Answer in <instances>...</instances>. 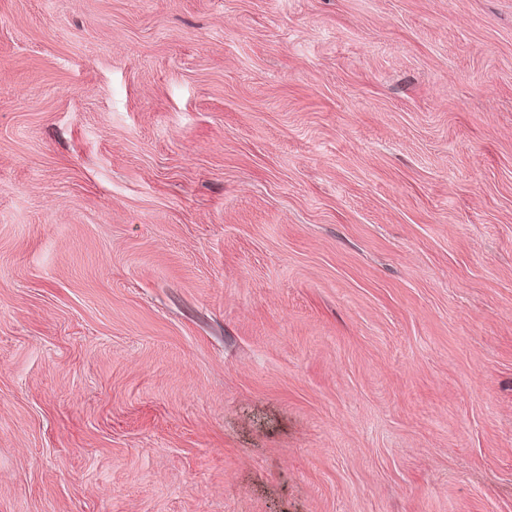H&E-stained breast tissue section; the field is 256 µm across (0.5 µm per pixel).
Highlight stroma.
Returning a JSON list of instances; mask_svg holds the SVG:
<instances>
[{"instance_id": "stroma-1", "label": "stroma", "mask_w": 512, "mask_h": 512, "mask_svg": "<svg viewBox=\"0 0 512 512\" xmlns=\"http://www.w3.org/2000/svg\"><path fill=\"white\" fill-rule=\"evenodd\" d=\"M0 512H512V0H0Z\"/></svg>"}]
</instances>
